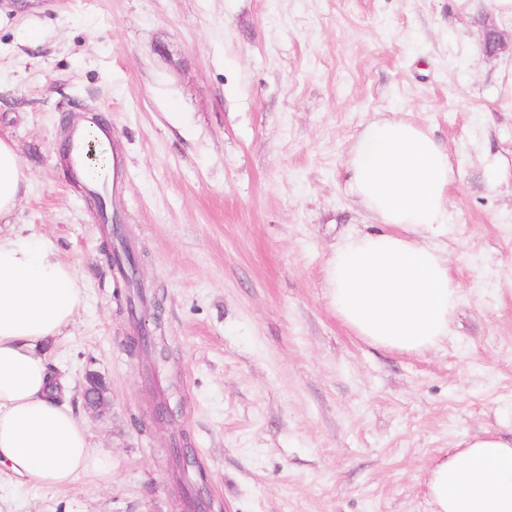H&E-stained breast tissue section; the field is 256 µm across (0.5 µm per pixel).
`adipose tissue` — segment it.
I'll list each match as a JSON object with an SVG mask.
<instances>
[{
  "label": "adipose tissue",
  "mask_w": 512,
  "mask_h": 512,
  "mask_svg": "<svg viewBox=\"0 0 512 512\" xmlns=\"http://www.w3.org/2000/svg\"><path fill=\"white\" fill-rule=\"evenodd\" d=\"M348 191L378 231L347 237L327 268L332 308L371 345L407 354L448 335L460 284L434 246L448 233L454 171L447 149L420 124L371 121L347 162ZM29 177L13 143L0 137V221L11 217ZM74 269L30 236L0 232V466L14 480L52 488L87 472L107 473L55 376L43 343L62 335L81 301ZM433 512H512V438L467 437L430 460Z\"/></svg>",
  "instance_id": "ef3b65f1"
}]
</instances>
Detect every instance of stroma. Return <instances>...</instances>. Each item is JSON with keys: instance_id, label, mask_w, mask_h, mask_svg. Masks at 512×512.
I'll use <instances>...</instances> for the list:
<instances>
[{"instance_id": "1", "label": "stroma", "mask_w": 512, "mask_h": 512, "mask_svg": "<svg viewBox=\"0 0 512 512\" xmlns=\"http://www.w3.org/2000/svg\"><path fill=\"white\" fill-rule=\"evenodd\" d=\"M505 48L486 56L482 23ZM512 19L488 0H0V136L30 182L11 218L83 284L46 355L108 474L0 483V512H431L426 467L463 437L512 434ZM105 112L112 196L164 362L130 355L126 282L60 144ZM448 148L461 285L450 331L406 354L336 316L325 269L371 224L345 164L372 120ZM107 402L88 409V376ZM167 401L174 426L153 419ZM196 461L175 479L173 442Z\"/></svg>"}]
</instances>
